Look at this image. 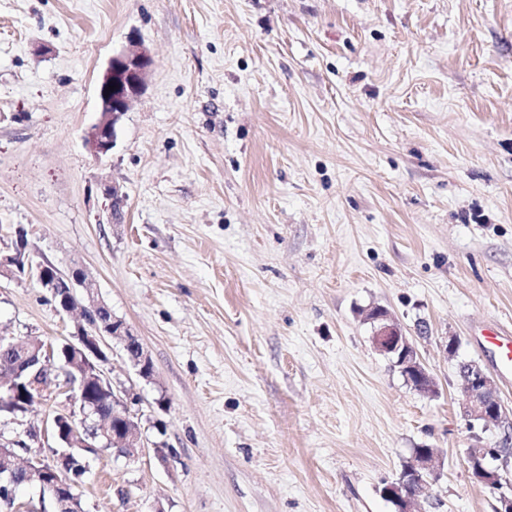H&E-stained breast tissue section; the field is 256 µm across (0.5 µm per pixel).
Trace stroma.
I'll return each instance as SVG.
<instances>
[{
  "label": "stroma",
  "instance_id": "1",
  "mask_svg": "<svg viewBox=\"0 0 512 512\" xmlns=\"http://www.w3.org/2000/svg\"><path fill=\"white\" fill-rule=\"evenodd\" d=\"M134 41L152 66L97 157ZM20 238L88 271L153 366L106 338L142 438L91 460L84 512H394L417 448L439 458L419 512H494L456 365L512 408L476 338L512 333V0H0V252ZM375 307L436 395L374 349ZM84 323L0 276V335ZM151 64L149 53L137 43L110 59L98 88L100 117L88 140L94 155H106L112 149L116 126L142 93ZM112 85H116L114 91H107Z\"/></svg>",
  "mask_w": 512,
  "mask_h": 512
}]
</instances>
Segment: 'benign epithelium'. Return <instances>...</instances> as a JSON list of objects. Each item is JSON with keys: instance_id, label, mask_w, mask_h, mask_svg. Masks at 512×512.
<instances>
[{"instance_id": "obj_1", "label": "benign epithelium", "mask_w": 512, "mask_h": 512, "mask_svg": "<svg viewBox=\"0 0 512 512\" xmlns=\"http://www.w3.org/2000/svg\"><path fill=\"white\" fill-rule=\"evenodd\" d=\"M152 64L149 53L139 44L133 43L126 50L112 56L99 84L98 98L100 117L94 125L88 143L94 155H105L113 146L116 126L128 111L130 104L140 96L145 86ZM115 86L112 91L109 86ZM27 266V274L35 275L36 279L50 294L56 293V285L67 283L69 294L75 295L77 287L85 290L79 300L82 310L90 315L86 320L87 327L72 339L65 341L60 351L66 354L68 362L61 368L66 387L70 392L68 404L62 406L58 415L51 421V429L57 440L66 446L54 451L51 460L47 461L41 453H32V445L43 448L42 434L38 430L23 426V422L15 420L22 429L15 432L9 440L0 434V455L7 448H17L27 454L25 458L29 471L34 474L40 490L47 492L52 498L56 512H64L69 501L64 495H73V489L79 487L74 480L75 469L80 467L77 457L70 452L72 448H90L98 454L103 448H110L118 454L128 451V444L139 439L141 427L139 421L131 413L129 404L137 400L132 389H116L104 376L102 365L107 355L102 348L105 336H120L124 339V350L128 360L136 368L137 374L143 379L152 375L153 367L150 358L144 353L137 338L133 336L125 323L112 315L110 307L101 300L87 284L89 275L81 267L72 271L69 276L54 275L53 281L45 278L48 266L37 263L26 256L22 247H17L11 255L0 254V273L14 274L22 266ZM366 318L374 326L372 343L374 348L387 357L413 388L431 396L437 391L434 377L425 366L419 352L409 338L403 333L399 324L390 313L380 307L371 309ZM460 379L466 391L465 400L461 405V414L472 427L480 425L484 431L502 429L504 424H512V411L506 409L499 398L498 389L492 373L475 361L461 363ZM94 372V379L110 393L112 415L123 420L126 427L118 432L111 426L100 421V415L94 403L84 395L85 380L76 378L79 368ZM493 456L491 445L476 442L466 449L468 460L483 461ZM437 452H425L413 455L405 469V473L383 490V495L396 507V512H411L415 502L423 497L430 487L429 475L436 473ZM475 478L486 486L497 488L499 492L497 512H512V495L507 490L512 482L503 476L500 470L493 471L482 468ZM11 476L0 474V503L8 512H22L24 505L16 502L11 489Z\"/></svg>"}]
</instances>
